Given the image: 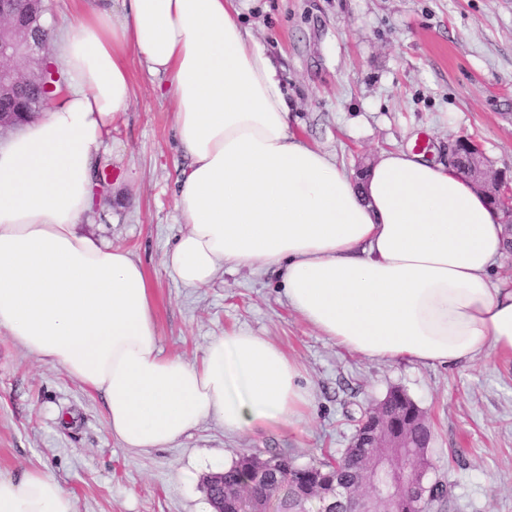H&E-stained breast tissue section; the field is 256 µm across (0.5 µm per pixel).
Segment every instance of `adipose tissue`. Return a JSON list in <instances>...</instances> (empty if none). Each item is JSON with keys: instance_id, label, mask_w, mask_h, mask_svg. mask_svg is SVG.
Here are the masks:
<instances>
[{"instance_id": "adipose-tissue-1", "label": "adipose tissue", "mask_w": 512, "mask_h": 512, "mask_svg": "<svg viewBox=\"0 0 512 512\" xmlns=\"http://www.w3.org/2000/svg\"><path fill=\"white\" fill-rule=\"evenodd\" d=\"M80 14L52 57L67 90L0 141V330L103 392L124 448H162L208 420L225 433L298 429L313 394L266 337H212L201 362L166 355L154 292L131 254L86 234L94 172L132 103L129 57L163 79L190 159L187 230L166 273L271 271L289 306L368 359L452 366L512 354L500 212L456 169L382 152L364 182L290 130L278 71L237 0H120ZM0 512H77L51 475L0 477Z\"/></svg>"}]
</instances>
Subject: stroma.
Returning a JSON list of instances; mask_svg holds the SVG:
<instances>
[{
    "label": "stroma",
    "instance_id": "stroma-1",
    "mask_svg": "<svg viewBox=\"0 0 512 512\" xmlns=\"http://www.w3.org/2000/svg\"><path fill=\"white\" fill-rule=\"evenodd\" d=\"M242 23L279 68L295 132L363 172L381 151L447 162L448 144L478 141L512 175V0H240ZM134 97L106 147L112 172L84 228L126 249L154 290L165 354L200 362L214 336L246 329L297 361L313 391L298 430L228 434L209 420L164 448L129 450L107 426L104 397L38 362L0 331V476L42 469L77 512H208L203 483L246 453L304 465L347 448L353 417L404 389L434 438L428 512H512V357L452 366L372 360L321 336L292 311L273 273H218L187 288L162 267L185 227L175 212L187 164L158 81L132 63Z\"/></svg>",
    "mask_w": 512,
    "mask_h": 512
}]
</instances>
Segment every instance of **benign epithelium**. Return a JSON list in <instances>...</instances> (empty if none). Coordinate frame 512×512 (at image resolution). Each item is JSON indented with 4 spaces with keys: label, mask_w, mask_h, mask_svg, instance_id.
Wrapping results in <instances>:
<instances>
[{
    "label": "benign epithelium",
    "mask_w": 512,
    "mask_h": 512,
    "mask_svg": "<svg viewBox=\"0 0 512 512\" xmlns=\"http://www.w3.org/2000/svg\"><path fill=\"white\" fill-rule=\"evenodd\" d=\"M17 3L18 0H0V26L8 29V33L0 36V85L13 89L11 97L20 103L25 97V82L16 63L44 59L47 41L29 38ZM465 155L470 156L472 164L462 169V175L500 208L503 223L511 233L512 180L484 163L480 147L472 138L460 136L448 144V164L458 167L459 157ZM364 445L380 448L382 452L369 459L361 487L341 484L332 495L310 493L303 500L304 506L296 512H395V505L404 498L427 502L440 492L447 493L446 487L427 486L423 479L415 476L412 455L401 452L410 444L401 432L392 428L389 417L373 415L355 430L349 447ZM205 492L215 512H224V478L213 477ZM290 492V487L284 484L261 496L253 485L243 484L236 492L237 512H284L281 500Z\"/></svg>",
    "instance_id": "1"
}]
</instances>
